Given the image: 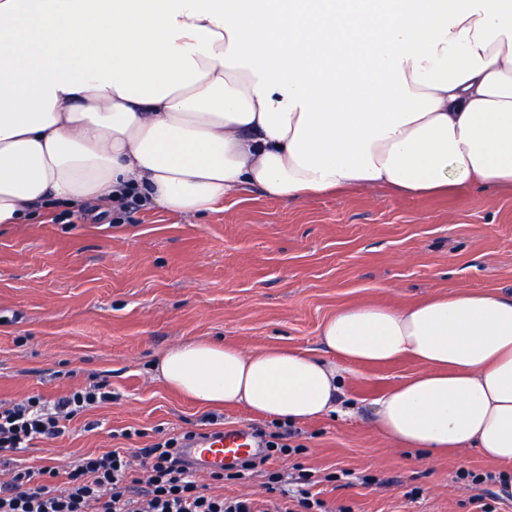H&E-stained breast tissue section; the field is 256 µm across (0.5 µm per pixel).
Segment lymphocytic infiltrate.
<instances>
[{
	"label": "lymphocytic infiltrate",
	"instance_id": "obj_1",
	"mask_svg": "<svg viewBox=\"0 0 512 512\" xmlns=\"http://www.w3.org/2000/svg\"><path fill=\"white\" fill-rule=\"evenodd\" d=\"M111 398V392L92 385L73 389L50 405L33 395L0 406V465L10 475L0 487V512H329L326 502L310 490V471L299 469L288 480L275 467L278 459L295 451L290 440L296 432L287 424L257 428L261 456L209 474L210 481L224 482L263 471L269 495L263 502L209 494L207 484L181 456L188 438L184 432L159 433L143 448L89 455L65 471L18 465L17 455L36 442L65 438L77 414Z\"/></svg>",
	"mask_w": 512,
	"mask_h": 512
}]
</instances>
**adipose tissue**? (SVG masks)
<instances>
[{"label": "adipose tissue", "instance_id": "obj_1", "mask_svg": "<svg viewBox=\"0 0 512 512\" xmlns=\"http://www.w3.org/2000/svg\"><path fill=\"white\" fill-rule=\"evenodd\" d=\"M375 187L512 189V0H0V227L130 192L180 216ZM321 336L320 356L193 339L155 370L297 424L339 412L348 365L408 356L383 438L512 464V295L348 305Z\"/></svg>", "mask_w": 512, "mask_h": 512}]
</instances>
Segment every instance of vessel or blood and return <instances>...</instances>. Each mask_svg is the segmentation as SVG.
<instances>
[{"label": "vessel or blood", "instance_id": "1", "mask_svg": "<svg viewBox=\"0 0 512 512\" xmlns=\"http://www.w3.org/2000/svg\"><path fill=\"white\" fill-rule=\"evenodd\" d=\"M261 448L254 428L241 426L219 434L204 433L187 441L185 452L200 472L207 473L236 460L258 455Z\"/></svg>", "mask_w": 512, "mask_h": 512}]
</instances>
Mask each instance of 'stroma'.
<instances>
[{
	"mask_svg": "<svg viewBox=\"0 0 512 512\" xmlns=\"http://www.w3.org/2000/svg\"><path fill=\"white\" fill-rule=\"evenodd\" d=\"M44 218L0 230V404L32 394L52 402L97 383L114 396L78 414L69 437L26 455L60 470L115 447L112 429L145 430L133 441L139 448L159 427L211 431L205 408L154 376V362L176 342L215 338L245 351L318 355L322 323L345 305L512 291L510 192L349 190L286 204L256 191L201 217L144 205L114 210L104 228L61 211ZM420 369L409 358L352 367L341 412L300 425L303 453L278 468L349 470V480L314 487L334 512H473L478 492L497 512H512L496 482L478 490L457 476L462 468L499 475L503 466L474 450L429 460L378 433L372 401ZM364 476L373 485H362Z\"/></svg>",
	"mask_w": 512,
	"mask_h": 512,
	"instance_id": "stroma-1",
	"label": "stroma"
}]
</instances>
